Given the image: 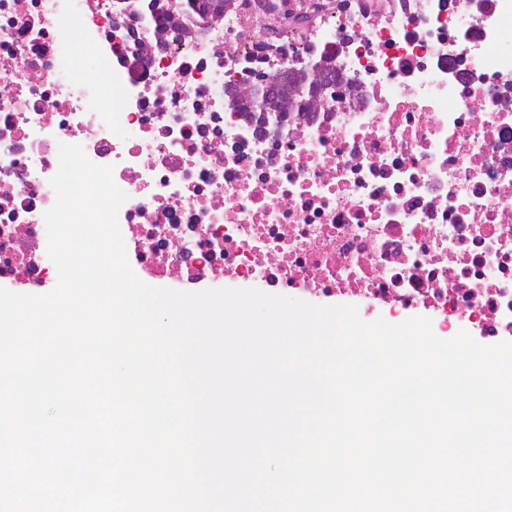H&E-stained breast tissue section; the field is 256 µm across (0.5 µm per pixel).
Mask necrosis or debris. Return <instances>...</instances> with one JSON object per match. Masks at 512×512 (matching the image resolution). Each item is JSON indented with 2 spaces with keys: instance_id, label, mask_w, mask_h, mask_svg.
<instances>
[{
  "instance_id": "4bbe7bcc",
  "label": "necrosis or debris",
  "mask_w": 512,
  "mask_h": 512,
  "mask_svg": "<svg viewBox=\"0 0 512 512\" xmlns=\"http://www.w3.org/2000/svg\"><path fill=\"white\" fill-rule=\"evenodd\" d=\"M314 47L359 77L343 106L311 85L318 109L266 137L229 105L240 58L255 83L265 57ZM63 143L112 166L148 277L352 294L512 337V0H235L190 32L144 0H0L1 280L47 283Z\"/></svg>"
}]
</instances>
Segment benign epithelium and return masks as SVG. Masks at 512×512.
I'll list each match as a JSON object with an SVG mask.
<instances>
[{
  "mask_svg": "<svg viewBox=\"0 0 512 512\" xmlns=\"http://www.w3.org/2000/svg\"><path fill=\"white\" fill-rule=\"evenodd\" d=\"M269 67L270 72L261 82L243 90L236 86L226 87L224 95L234 103L246 97L255 104L264 105L285 95H301L307 85L316 82L323 93L320 104L339 101L333 80L336 73L343 71L344 65L340 60L332 65L308 56L293 62L290 67L283 66L280 61L270 62Z\"/></svg>",
  "mask_w": 512,
  "mask_h": 512,
  "instance_id": "obj_1",
  "label": "benign epithelium"
}]
</instances>
